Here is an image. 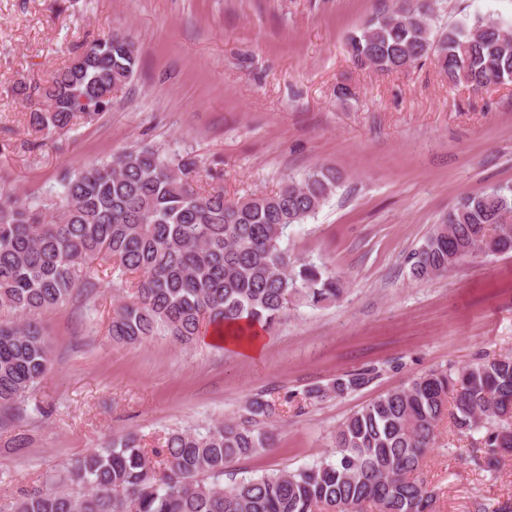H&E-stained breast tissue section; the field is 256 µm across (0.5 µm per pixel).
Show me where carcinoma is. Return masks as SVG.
Masks as SVG:
<instances>
[{"label": "carcinoma", "instance_id": "carcinoma-1", "mask_svg": "<svg viewBox=\"0 0 512 512\" xmlns=\"http://www.w3.org/2000/svg\"><path fill=\"white\" fill-rule=\"evenodd\" d=\"M433 0L402 4L347 38L354 61L396 71L431 58L448 83L473 90L512 82V32L477 17L438 31ZM139 51L121 34L97 35L45 84L16 88L36 102L30 125L46 135L112 106V91L135 75ZM196 158L149 145L66 176L43 201L0 189V407L23 401L47 375L53 350L42 318L91 285L93 262L132 275L109 332L133 345L156 335L193 343L206 324L231 337L257 336L288 307L341 298L344 281L282 247L288 226L314 216L340 176L315 168L271 193L231 201L224 189L193 184ZM512 252V187L467 195L411 256L417 279L448 274L479 256ZM362 367L308 391L341 396L369 386ZM276 403L258 394L234 420L206 433L167 434L153 462L128 432L21 491L6 512H432L434 492L416 476L446 417L461 432L485 430L479 463L496 477L512 456V356L485 355L457 371L433 370L372 399L336 429V460L244 478L224 487L230 464L274 447L263 424Z\"/></svg>", "mask_w": 512, "mask_h": 512}]
</instances>
